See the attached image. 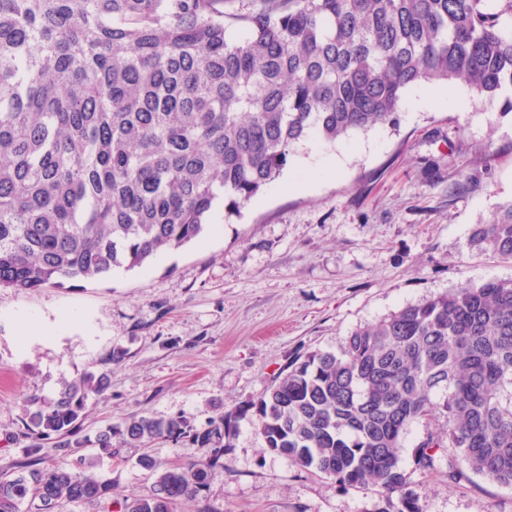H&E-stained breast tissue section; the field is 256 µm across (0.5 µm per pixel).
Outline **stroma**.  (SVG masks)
Returning <instances> with one entry per match:
<instances>
[{
	"mask_svg": "<svg viewBox=\"0 0 512 512\" xmlns=\"http://www.w3.org/2000/svg\"><path fill=\"white\" fill-rule=\"evenodd\" d=\"M485 105L463 85L409 87L396 125L326 144H299L280 176L241 208L207 225L190 244L147 265L35 292L0 288V470L25 460L27 400L53 397L64 382L108 372L105 397H89L83 435L131 415L208 421L256 400L294 356L337 352L359 327L448 292L460 282L512 279V262L474 244L479 225L512 200V86ZM344 160L339 176L328 160ZM309 182L288 191L289 178ZM74 321L59 327L62 313ZM39 320L26 348L22 316ZM125 353L109 362L112 350ZM425 424L401 451L419 512H512V488L478 475L454 483L447 450L437 470L416 469ZM80 456L112 484L108 499L63 512H123L155 475L126 448L124 463L87 445ZM209 489L174 512H376L377 492L335 481L271 454L251 418L239 420Z\"/></svg>",
	"mask_w": 512,
	"mask_h": 512,
	"instance_id": "obj_1",
	"label": "stroma"
}]
</instances>
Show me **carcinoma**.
<instances>
[{
	"label": "carcinoma",
	"mask_w": 512,
	"mask_h": 512,
	"mask_svg": "<svg viewBox=\"0 0 512 512\" xmlns=\"http://www.w3.org/2000/svg\"><path fill=\"white\" fill-rule=\"evenodd\" d=\"M236 2L0 0V288L140 268L196 239L220 196L238 212L309 137L395 124L415 84L463 83L488 104L512 85V0ZM476 241L512 260V202ZM108 388L106 373H87L30 399V458L0 471V512L109 494L72 458L87 399ZM247 414L266 451L379 492L378 512H418L400 452L419 422L447 427L416 446V469L434 472L446 448L448 480L472 472L512 488V280L467 281L353 331L338 354L297 356L205 428L132 415L98 433L116 458L157 440L211 449L177 465L141 455L157 477L124 512H173L200 495ZM44 440L63 451L48 467Z\"/></svg>",
	"instance_id": "obj_1"
}]
</instances>
